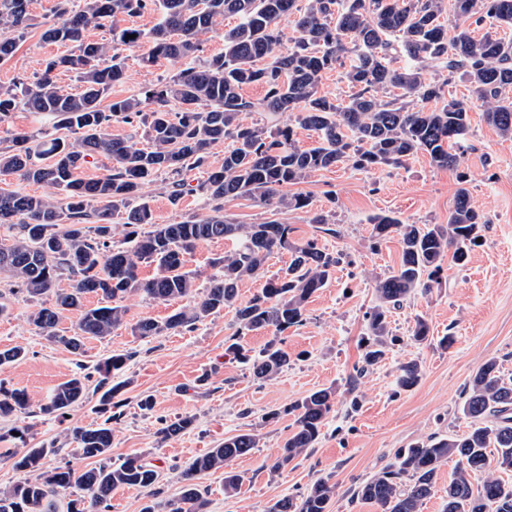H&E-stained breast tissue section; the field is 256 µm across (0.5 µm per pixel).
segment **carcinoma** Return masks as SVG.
Returning a JSON list of instances; mask_svg holds the SVG:
<instances>
[{
	"instance_id": "cac0c4a2",
	"label": "carcinoma",
	"mask_w": 512,
	"mask_h": 512,
	"mask_svg": "<svg viewBox=\"0 0 512 512\" xmlns=\"http://www.w3.org/2000/svg\"><path fill=\"white\" fill-rule=\"evenodd\" d=\"M28 5L29 0H0V63L13 57L17 40L31 26ZM148 10L161 13L149 31L119 25L121 18ZM53 12L56 21L46 25L42 38L68 52L50 58L36 81L0 88V123L24 109L51 117L53 128L67 135L41 131L13 136L0 148V176L46 186L62 201L0 189V224L19 225L12 242L0 247V275L29 300L53 297L30 320L75 354L83 339L104 338L125 323L123 301L134 294L157 302L193 298V304L162 321L136 323L132 331L143 338L191 330L230 306L235 307L240 335L302 325L308 300L328 283L339 257L314 241H292L291 228L276 220L235 222L224 215V199L246 197L259 206L300 210L310 206L308 198L288 193V187L340 163L368 171L400 166L423 152L439 168L455 167L454 149L470 127L467 103L445 96V87L457 76L474 88L486 122L501 137L512 138V42L498 36V30L512 27V0H308L303 10L297 0H79L77 5L58 0ZM294 13L299 36L288 46L279 24ZM226 17L238 23L224 31V50L136 94L111 98L112 86L125 77V57L118 47L147 43L140 56L145 67L160 58L185 60L200 51V37ZM105 27L112 40L88 39L89 29ZM403 57L410 64L398 65ZM433 63L448 76L425 78L423 71ZM338 68L352 89L344 102L319 91L323 74ZM58 70L76 72L80 90L59 86L53 79ZM251 84L265 88L263 98L253 101L242 95ZM252 112L265 113L266 122L248 121ZM117 119L133 128L143 126L146 145L138 146L134 134L112 136L109 129ZM296 125L315 132L316 145L298 146ZM227 140L224 161L210 165L213 146ZM97 155L110 160V173L81 177L83 163ZM198 168L206 169L198 190L211 215L154 223L144 185L158 175L168 176L169 196L176 204L184 194V173ZM460 184L446 224H409L391 214L371 218L373 237L399 236L402 253L395 271L374 280L378 303L368 315L372 341L357 373L383 358L391 336L388 313L416 289L429 290L446 255L465 264L471 245L481 237L488 220L471 204L463 175ZM118 215L123 240L114 245L112 218ZM88 224L94 225V233L87 231ZM146 225L150 230H144ZM223 239L234 248L212 261L217 273L198 294L187 258L199 245ZM282 251L291 254L288 266L249 302L236 304L242 281ZM144 263L154 266L149 277L141 276ZM65 272L70 287L59 289L57 281ZM89 294L99 296L101 304L86 306ZM71 311L80 312L77 331L61 335L58 325ZM429 333L427 321L418 317L410 339L420 345ZM131 357L116 354L96 366L101 411L121 407L118 396L125 382L113 379ZM242 358L251 363L257 380L281 373L291 362L274 340L258 355ZM421 377L420 363L407 361L399 367L397 386L410 390ZM88 379L79 374L60 384L40 412L62 417L84 403ZM334 400L335 390L322 389L292 407L295 428L272 472L288 468L315 447ZM30 406L25 391L0 385V418L24 414ZM461 410L470 419L465 434L430 437L404 449L393 464L359 486L357 498L378 512H420L435 492L440 466L455 457L443 512H512V481L497 476L512 471V379L503 378L497 360H486L471 377ZM193 425V417H181L159 434L168 438ZM71 435L77 455L97 465L79 471L66 462L45 470L43 460L56 449H17L11 452L14 466L27 477L0 489V512H58L57 496L73 485L83 495L69 500L66 512H107L112 494L121 488L156 495L159 473L153 464L139 455L119 463L110 460L112 429L107 423L76 427ZM259 442V434L251 430L225 438L181 472L177 498L148 504L141 512L160 507L206 512L208 490L198 476L222 469L224 493H237L242 479L233 462ZM335 490L336 484L321 478L300 495L280 498L269 512H329Z\"/></svg>"
}]
</instances>
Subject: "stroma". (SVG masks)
Segmentation results:
<instances>
[{"mask_svg": "<svg viewBox=\"0 0 512 512\" xmlns=\"http://www.w3.org/2000/svg\"><path fill=\"white\" fill-rule=\"evenodd\" d=\"M53 6L54 0H30L35 24L14 56L0 65V86L17 78L35 81L46 61L61 53V46L41 37ZM120 52L126 69L123 81L112 88L116 96L134 94L182 67L166 59L144 67L138 61L140 48L124 46ZM448 92L470 107L468 147L457 167H436L423 153L403 166L372 171L345 162L289 186V193L309 197L306 211L265 209L244 198L225 200V214L240 223L276 219L290 224L293 240L313 239L342 256L327 286L307 303L303 325L278 334L259 330L238 337L253 355L279 338L292 363L271 379H254L247 364L226 355L228 340L235 335L234 308L210 316L193 330L142 340L133 336L132 325L146 317L164 320L181 303L133 295L125 302V325L110 336L86 339L83 353L75 355L30 322L34 302L12 293L8 280L0 278V301L8 306L0 315V349L26 350L23 359L0 368V382L26 391L31 399L29 413L0 419V435L24 429L28 447L50 449L45 468L66 461L87 468V461L74 454L70 431L106 422L97 397L62 418L40 413L39 406L73 375L90 373L98 361L127 352L131 358L122 373L127 382L121 394L124 404L119 418L110 422L111 456L119 461L138 453L154 463L161 500L178 496L181 467L225 437L253 428L261 435L260 445L234 462L243 478L234 496L224 493L223 471L201 475L209 491L207 512H268L276 500L300 494L325 477L336 484L329 512H375L373 505L354 498L355 488L388 467L401 450L430 436L465 432L469 421L460 410L461 393L483 362L497 359L503 376L512 378V140L485 122L470 83L455 80ZM462 172L473 206L488 219L478 246L465 265L444 259L439 284L416 291L391 310L393 343L380 363L356 375L362 339L368 334L366 314L375 304L373 280L396 269L401 255L398 237L374 242L371 218L393 212L409 223H447ZM143 193L158 224L206 213L194 193L171 204L162 176L145 185ZM313 211L324 213L327 224L310 223ZM418 317L430 326V340L421 345L410 339ZM446 336L454 342L444 349L439 342ZM410 360L421 363V381L412 390H398V368ZM326 388L335 390L336 400L316 446L282 474H272L270 468L294 427L288 407ZM275 409L279 417L269 418ZM181 416L194 417L193 428L163 438L162 424Z\"/></svg>", "mask_w": 512, "mask_h": 512, "instance_id": "obj_1", "label": "stroma"}]
</instances>
